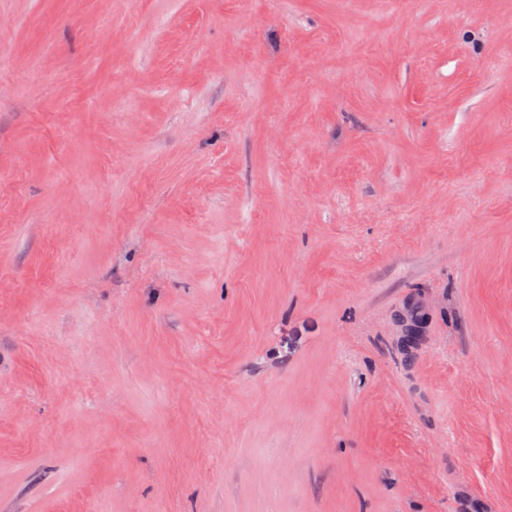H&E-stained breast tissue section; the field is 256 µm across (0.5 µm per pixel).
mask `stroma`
Instances as JSON below:
<instances>
[{
  "label": "stroma",
  "instance_id": "1",
  "mask_svg": "<svg viewBox=\"0 0 512 512\" xmlns=\"http://www.w3.org/2000/svg\"><path fill=\"white\" fill-rule=\"evenodd\" d=\"M0 512H512V0H0ZM393 324L398 335V350L407 358H411L421 349L425 339L426 321L410 318L401 310L394 315Z\"/></svg>",
  "mask_w": 512,
  "mask_h": 512
}]
</instances>
